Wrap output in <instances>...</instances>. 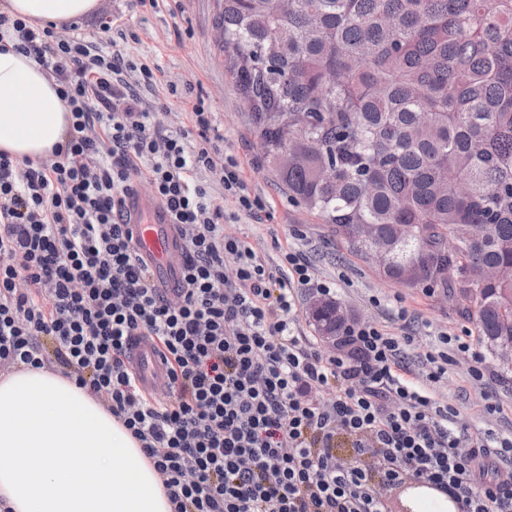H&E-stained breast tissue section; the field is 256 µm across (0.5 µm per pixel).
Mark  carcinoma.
Segmentation results:
<instances>
[{
    "label": "carcinoma",
    "instance_id": "cac0c4a2",
    "mask_svg": "<svg viewBox=\"0 0 512 512\" xmlns=\"http://www.w3.org/2000/svg\"><path fill=\"white\" fill-rule=\"evenodd\" d=\"M219 2L288 192L389 279L446 288L492 354L512 343V0ZM313 320L343 330L330 302Z\"/></svg>",
    "mask_w": 512,
    "mask_h": 512
}]
</instances>
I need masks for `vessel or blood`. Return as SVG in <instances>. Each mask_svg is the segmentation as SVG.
Returning a JSON list of instances; mask_svg holds the SVG:
<instances>
[{"instance_id":"obj_1","label":"vessel or blood","mask_w":512,"mask_h":512,"mask_svg":"<svg viewBox=\"0 0 512 512\" xmlns=\"http://www.w3.org/2000/svg\"><path fill=\"white\" fill-rule=\"evenodd\" d=\"M139 260L151 274L152 283L166 297H174L185 263V247L167 211L151 192L140 189L127 197L122 206ZM134 364L148 395L163 393L165 380L160 354L150 343L133 350Z\"/></svg>"}]
</instances>
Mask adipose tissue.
Instances as JSON below:
<instances>
[{
	"instance_id": "adipose-tissue-1",
	"label": "adipose tissue",
	"mask_w": 512,
	"mask_h": 512,
	"mask_svg": "<svg viewBox=\"0 0 512 512\" xmlns=\"http://www.w3.org/2000/svg\"><path fill=\"white\" fill-rule=\"evenodd\" d=\"M99 0H0L30 24L77 22ZM70 111L30 56L0 45V154L38 161L64 143ZM13 512H171L157 471L107 405L69 376L0 374V497Z\"/></svg>"
}]
</instances>
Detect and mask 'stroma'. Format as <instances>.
Masks as SVG:
<instances>
[{
    "instance_id": "stroma-1",
    "label": "stroma",
    "mask_w": 512,
    "mask_h": 512,
    "mask_svg": "<svg viewBox=\"0 0 512 512\" xmlns=\"http://www.w3.org/2000/svg\"><path fill=\"white\" fill-rule=\"evenodd\" d=\"M218 13V0H156L151 7L142 0H99L97 12L78 26L97 39L102 35L101 22L116 19L110 37L117 50L156 74L149 85L141 84L134 73L128 80L163 127L173 130L189 123V107L182 98L186 88L206 98L224 135L221 151L240 162L250 192L266 205L259 215L251 216L225 200L226 235L243 240L272 267L279 264L281 250L303 253L316 277L335 280L334 298L350 322H375L392 334L412 337L407 349L411 361H421L435 349L438 333L463 337L482 357L484 378L471 379L466 354L455 353L437 396L457 407L460 423L471 431H512V372L501 368L456 303L443 289L429 294L423 286L387 279L378 265L351 249L334 225L292 197L270 167L234 80L224 69ZM488 402L499 406V414H485Z\"/></svg>"
}]
</instances>
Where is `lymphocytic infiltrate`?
I'll list each match as a JSON object with an SVG mask.
<instances>
[{
	"label": "lymphocytic infiltrate",
	"mask_w": 512,
	"mask_h": 512,
	"mask_svg": "<svg viewBox=\"0 0 512 512\" xmlns=\"http://www.w3.org/2000/svg\"><path fill=\"white\" fill-rule=\"evenodd\" d=\"M87 39L0 13V30L33 57L71 111L48 162L0 156V368L59 362L106 403L151 459L172 512H386L378 485L424 481L460 512H512V435L475 436L436 396L447 345L421 365L407 336L377 323L346 327L326 357L296 327L299 289L330 293L303 254L264 264L224 233V199L259 214L239 164L203 97L190 123L159 125L125 75L153 71ZM217 173L214 197L201 172ZM149 182L185 243L178 303L140 264L121 216ZM161 352L169 397L139 386L130 348ZM345 435L359 458L334 453Z\"/></svg>",
	"instance_id": "f902f5d3"
}]
</instances>
